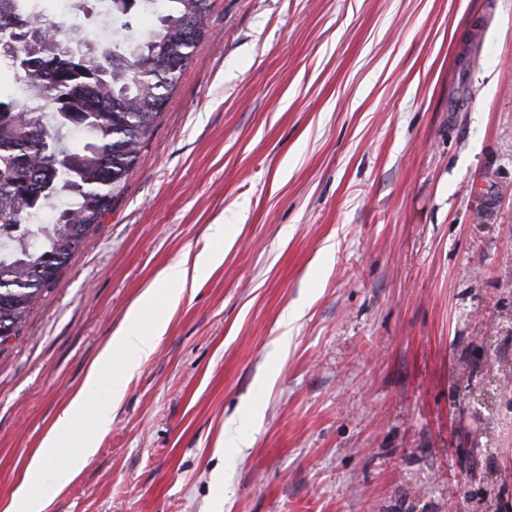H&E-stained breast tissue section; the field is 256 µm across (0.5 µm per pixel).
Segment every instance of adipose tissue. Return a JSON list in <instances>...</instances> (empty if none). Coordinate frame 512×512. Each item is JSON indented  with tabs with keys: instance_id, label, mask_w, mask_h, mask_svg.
Segmentation results:
<instances>
[{
	"instance_id": "adipose-tissue-1",
	"label": "adipose tissue",
	"mask_w": 512,
	"mask_h": 512,
	"mask_svg": "<svg viewBox=\"0 0 512 512\" xmlns=\"http://www.w3.org/2000/svg\"><path fill=\"white\" fill-rule=\"evenodd\" d=\"M228 232L226 225H214L211 244L192 263H177L160 271L130 306L1 512H45L49 501L78 475L96 452L98 435L112 422V406L122 401L130 382L165 334V310L179 304L188 284L204 279L223 263Z\"/></svg>"
}]
</instances>
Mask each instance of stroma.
<instances>
[{
	"instance_id": "1",
	"label": "stroma",
	"mask_w": 512,
	"mask_h": 512,
	"mask_svg": "<svg viewBox=\"0 0 512 512\" xmlns=\"http://www.w3.org/2000/svg\"><path fill=\"white\" fill-rule=\"evenodd\" d=\"M0 346V510L129 306L232 225L46 512H512V0H212ZM244 444L225 465V424Z\"/></svg>"
}]
</instances>
